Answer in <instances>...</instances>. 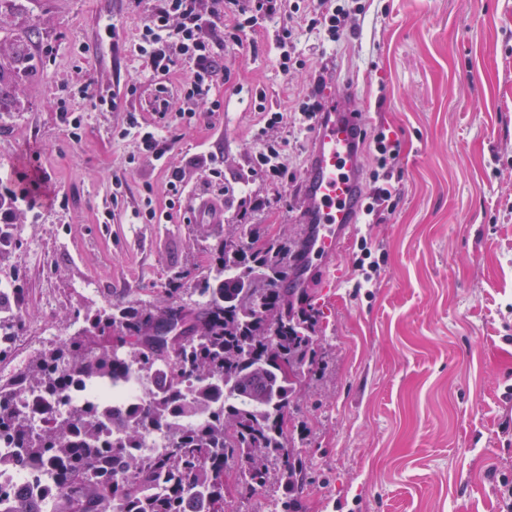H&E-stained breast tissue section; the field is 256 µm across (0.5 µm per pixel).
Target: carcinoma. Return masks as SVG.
I'll return each mask as SVG.
<instances>
[{"label":"carcinoma","mask_w":512,"mask_h":512,"mask_svg":"<svg viewBox=\"0 0 512 512\" xmlns=\"http://www.w3.org/2000/svg\"><path fill=\"white\" fill-rule=\"evenodd\" d=\"M293 248L219 236L193 287L186 269L169 276L159 304L114 300L1 376L0 443L57 489L14 512H226L227 470L252 495L271 458L282 489L272 512H300L306 449L291 408L320 364L321 312L307 291L282 288ZM22 294L0 296L1 334L18 335ZM133 369L150 379L147 404L69 403L75 382L118 385ZM28 392L66 410L37 428L20 408ZM149 427L163 443L144 456Z\"/></svg>","instance_id":"obj_1"}]
</instances>
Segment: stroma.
I'll list each match as a JSON object with an SVG mask.
<instances>
[{"instance_id": "obj_1", "label": "stroma", "mask_w": 512, "mask_h": 512, "mask_svg": "<svg viewBox=\"0 0 512 512\" xmlns=\"http://www.w3.org/2000/svg\"><path fill=\"white\" fill-rule=\"evenodd\" d=\"M339 43L302 30L283 11L225 44L213 96L224 109L192 124L171 117L176 142L164 165L130 163L118 139L124 111L158 115V93L177 100L187 78L147 72L128 45L146 0H0V196L16 174L36 171L45 193L35 210H13L19 248L0 257V281L24 287V323L12 371L43 331L69 336L76 316L108 300L161 301L170 274L206 271L216 235L297 241L308 135L291 127L293 105L328 62L348 83L349 106L367 133L402 146L392 213L360 224L307 291L323 316V364L292 412L304 428L309 483L302 512H504L501 477L512 479V0H363ZM117 25L103 35L105 22ZM298 27L305 68L281 71L274 32ZM37 34L24 47L15 36ZM137 84L135 97L127 88ZM114 96L95 109L82 86ZM282 112L284 180L254 163L263 115L257 91ZM80 117L71 131L64 116ZM224 161L221 181L208 155ZM188 192L169 205V170ZM121 193L113 202V193ZM224 221L192 217L198 198ZM151 202L155 220L134 218ZM368 248L377 265L355 261Z\"/></svg>"}]
</instances>
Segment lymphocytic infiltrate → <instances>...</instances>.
I'll return each mask as SVG.
<instances>
[{
    "label": "lymphocytic infiltrate",
    "instance_id": "lymphocytic-infiltrate-1",
    "mask_svg": "<svg viewBox=\"0 0 512 512\" xmlns=\"http://www.w3.org/2000/svg\"><path fill=\"white\" fill-rule=\"evenodd\" d=\"M302 12L310 28L323 33L335 43L341 40L352 12L361 11V4L347 5L346 0H302ZM282 0H152V7L131 40L132 52L154 75H165L179 66L187 67L189 78L181 95L180 113H214L221 104L213 99L214 82L224 70L225 40L242 45L260 20L280 14ZM237 19L232 36L224 34V17ZM283 120L282 113L267 112L264 125L257 133L259 147L256 166L271 178L284 174L281 162L282 142L271 137V129ZM118 138H134L139 159L164 162L174 144L163 126L143 123L136 109H128L117 132ZM375 168L372 179L377 186L367 199L365 214L380 217L393 210L399 194L392 182L391 170L400 157V144L384 132L372 140Z\"/></svg>",
    "mask_w": 512,
    "mask_h": 512
}]
</instances>
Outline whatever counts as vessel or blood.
Segmentation results:
<instances>
[{
	"mask_svg": "<svg viewBox=\"0 0 512 512\" xmlns=\"http://www.w3.org/2000/svg\"><path fill=\"white\" fill-rule=\"evenodd\" d=\"M342 98L335 82H327L322 109L313 121L302 182L301 255L286 282L296 294L316 268L349 242L364 213L365 122L360 112L342 105Z\"/></svg>",
	"mask_w": 512,
	"mask_h": 512,
	"instance_id": "vessel-or-blood-1",
	"label": "vessel or blood"
}]
</instances>
